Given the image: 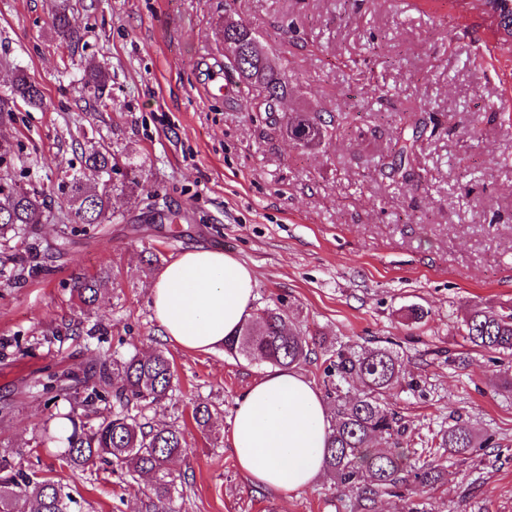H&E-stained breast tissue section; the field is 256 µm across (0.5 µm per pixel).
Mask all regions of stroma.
Segmentation results:
<instances>
[{
  "label": "stroma",
  "instance_id": "35a3bbf8",
  "mask_svg": "<svg viewBox=\"0 0 512 512\" xmlns=\"http://www.w3.org/2000/svg\"><path fill=\"white\" fill-rule=\"evenodd\" d=\"M458 0H72L82 40L51 25L59 0H0V90L23 70L43 103L0 114V177L43 191L51 219L0 256V444L41 474L59 467L35 451L47 412L32 377L82 371L104 353L168 352L169 399L147 419L186 428L172 466L182 512H362L359 492L322 474L289 497L253 487L229 440L237 398L268 364L218 348L189 353L165 339L147 284L150 250L173 261L199 246L251 266L254 308L285 310L302 334L392 347L410 389L389 403L408 432L409 459L434 458L439 431L466 421L478 441L443 456L429 487L377 497L372 512H512V357L472 349L462 321L473 304L512 308V55L481 13ZM242 19L288 63L282 113H332L337 130L318 152L297 148L224 69V17ZM105 66L99 100L81 78ZM236 84L207 98L211 69ZM435 127L419 141L414 178L377 165L410 114ZM96 139L136 164L177 222L151 223L139 193L117 197L122 218L52 250L68 211L63 181L78 168L76 139ZM80 273L105 274L91 305L70 294ZM418 305L425 318L404 320ZM74 323L78 332L66 330ZM220 414L196 428L194 404ZM80 512H146L136 482L94 465L71 472Z\"/></svg>",
  "mask_w": 512,
  "mask_h": 512
}]
</instances>
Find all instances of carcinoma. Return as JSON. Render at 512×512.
Instances as JSON below:
<instances>
[{
    "instance_id": "1",
    "label": "carcinoma",
    "mask_w": 512,
    "mask_h": 512,
    "mask_svg": "<svg viewBox=\"0 0 512 512\" xmlns=\"http://www.w3.org/2000/svg\"><path fill=\"white\" fill-rule=\"evenodd\" d=\"M53 27L65 43L80 39L73 28L66 5L53 17ZM239 36L251 46L250 58L235 69L247 89L256 93L260 107L271 124L285 132L296 145L312 149L336 131L333 121L318 114L294 112L279 115L281 99L288 95V62L275 61L263 46L256 31H241ZM108 75L99 67L89 72L84 88L101 92ZM22 101L39 106L43 97L23 71H18L10 94L0 96V113L11 111L10 104ZM427 123L416 115L395 139L390 153L381 163L393 179L410 176L411 157L418 141L426 134ZM80 171L64 185L68 193L70 221L93 227L120 219L112 210V199L133 192L151 195L141 185L136 167L127 164L123 180L113 181L119 157L96 146H80ZM47 208L43 193L8 183L0 178V242L8 243L20 232L34 234L36 216ZM104 277L77 276L71 291L83 303L97 300ZM464 338L474 349L512 356V310L495 311L481 306L471 309L463 321ZM224 347L231 354L255 357L275 368L294 369L316 353L328 350L323 336L310 337L292 328L288 314L279 307H266L247 318L229 337ZM330 371L333 382L334 417L323 448L325 471L342 485H354L361 500L372 503L382 491L406 485L435 484L442 467L432 459L414 468L403 450L406 427L389 407V397L402 385L404 369L399 354L389 347L364 344L336 346ZM175 366L162 350L128 358L103 355L81 377L71 371L49 375L39 382L47 420L57 421L55 438L61 445L60 470L52 476H39L15 466L10 452L0 453V512H76L79 501L63 475L65 470L83 468L100 460L112 471L146 480L144 494L149 512H176L177 492L168 464L187 448L184 430L173 424L152 423L142 411L160 403L171 391ZM357 380L356 388L349 379ZM112 403V415L91 425L76 416L75 409ZM219 412L216 405L200 402L192 412L197 427L207 430ZM387 437L389 447H374V439ZM471 429L461 423L440 434L437 448L464 454L473 447Z\"/></svg>"
}]
</instances>
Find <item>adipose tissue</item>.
I'll return each mask as SVG.
<instances>
[{"label": "adipose tissue", "instance_id": "obj_1", "mask_svg": "<svg viewBox=\"0 0 512 512\" xmlns=\"http://www.w3.org/2000/svg\"><path fill=\"white\" fill-rule=\"evenodd\" d=\"M256 274L235 255L194 248L149 283L154 317L165 338L192 353H207L250 315ZM330 425L321 393L301 375L276 369L237 399L230 439L239 469L254 486L291 495L324 469Z\"/></svg>", "mask_w": 512, "mask_h": 512}]
</instances>
